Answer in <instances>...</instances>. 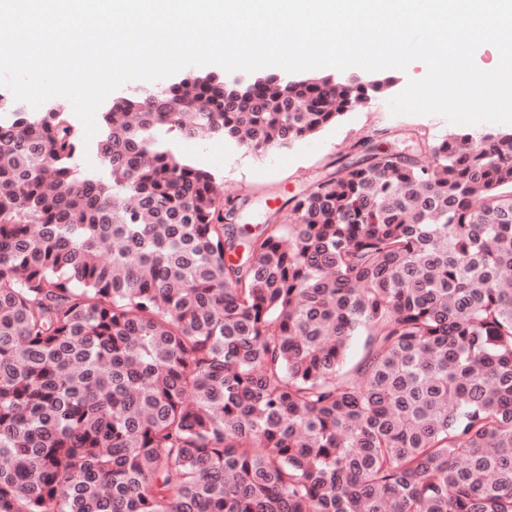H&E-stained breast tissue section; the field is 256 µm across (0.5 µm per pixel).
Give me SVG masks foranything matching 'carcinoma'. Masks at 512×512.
<instances>
[{
	"label": "carcinoma",
	"mask_w": 512,
	"mask_h": 512,
	"mask_svg": "<svg viewBox=\"0 0 512 512\" xmlns=\"http://www.w3.org/2000/svg\"><path fill=\"white\" fill-rule=\"evenodd\" d=\"M361 96L135 89L100 173L63 105L0 108V512H512V128L364 144L284 224L167 143Z\"/></svg>",
	"instance_id": "obj_1"
}]
</instances>
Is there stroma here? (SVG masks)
Listing matches in <instances>:
<instances>
[{
	"mask_svg": "<svg viewBox=\"0 0 512 512\" xmlns=\"http://www.w3.org/2000/svg\"><path fill=\"white\" fill-rule=\"evenodd\" d=\"M426 73L423 66L390 69L395 84L377 95L372 105L357 106L335 124L286 149L257 153L244 145L216 139L178 140L173 148L217 173L218 197L246 200V222L280 224L290 219L288 198L348 161L357 144L410 139L434 142L455 131V123L440 115L393 113L391 100L409 80L422 79Z\"/></svg>",
	"mask_w": 512,
	"mask_h": 512,
	"instance_id": "1",
	"label": "stroma"
}]
</instances>
